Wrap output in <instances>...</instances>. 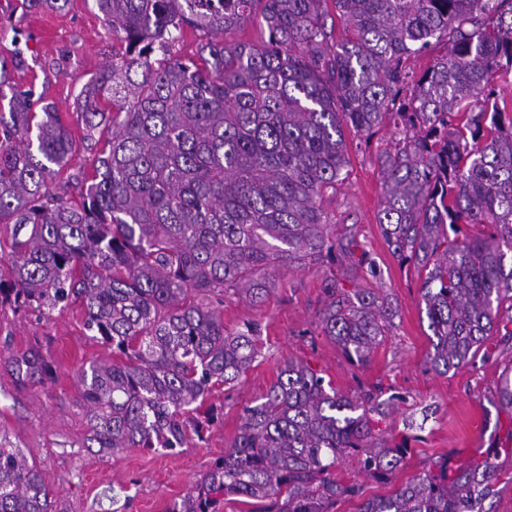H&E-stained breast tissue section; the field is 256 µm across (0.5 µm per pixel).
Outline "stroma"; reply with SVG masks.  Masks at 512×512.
Here are the masks:
<instances>
[{"mask_svg":"<svg viewBox=\"0 0 512 512\" xmlns=\"http://www.w3.org/2000/svg\"><path fill=\"white\" fill-rule=\"evenodd\" d=\"M123 52L95 0H69L61 11L35 7L31 0H0V61H6L14 85L56 107L76 140L68 166L52 183L65 198L84 193L99 151L83 138L77 98ZM344 135L348 174L335 193L324 197L322 207L328 223L351 228L381 270L376 279L350 272L346 286L375 289L398 309L392 335L366 365L351 364L318 328L323 282L339 273L342 262L278 267L266 274L268 293L260 302L229 295L218 306L225 330L256 327L262 349L238 382L212 390L208 401L220 409L221 422L203 440L169 453L131 448L112 456L84 446L88 419L78 372L86 363L111 360L112 349L90 336L80 304L46 314L0 306V355L35 347L55 369L51 381L19 390L0 367V439L22 449L36 465L56 512H166L232 445L245 408L291 359L308 363L341 392L378 386L385 395L399 396L397 412L382 427L412 441L392 481L365 475L351 459L336 469L337 477L360 486L364 498L390 494L439 456L470 460L512 445V416L496 407L499 375L512 364V347L502 337H490L476 363L454 373L440 376L427 365L419 277L412 264L392 254L377 221L383 201L378 158L394 148L399 132L386 126L369 137L351 129Z\"/></svg>","mask_w":512,"mask_h":512,"instance_id":"1","label":"stroma"}]
</instances>
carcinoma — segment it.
Masks as SVG:
<instances>
[{"label": "carcinoma", "instance_id": "cac0c4a2", "mask_svg": "<svg viewBox=\"0 0 512 512\" xmlns=\"http://www.w3.org/2000/svg\"><path fill=\"white\" fill-rule=\"evenodd\" d=\"M122 60L80 93L86 135L108 132L92 183L77 201L50 183L75 140L55 106L38 105L0 65V224L11 264L0 298L44 314L78 301L84 326L112 361L79 376L85 447L182 448L219 421L207 403L260 354L252 327L224 332L213 308L231 290L252 302L278 267L346 257L380 276L368 251L327 224L320 203L344 181V128L392 124L402 146L380 155L378 214L392 254L414 265L428 320L427 364L446 375L475 361L491 336L512 337V117L496 77L512 71V0H333L351 36L329 44L326 0H95ZM261 46L217 34L255 13ZM206 37L198 60L167 55L184 27ZM445 41L421 76L407 57ZM318 326L365 365L394 327L396 307L371 288L323 283ZM20 388L53 378L36 349L0 360ZM512 411V367L497 385ZM343 394L303 361L245 408L224 456L166 512H335L360 495L336 478L352 458L389 482L407 439L380 438L400 398ZM495 448L480 462L448 457L356 512H493L512 469ZM0 512H53L52 492L19 448L0 443Z\"/></svg>", "mask_w": 512, "mask_h": 512}]
</instances>
